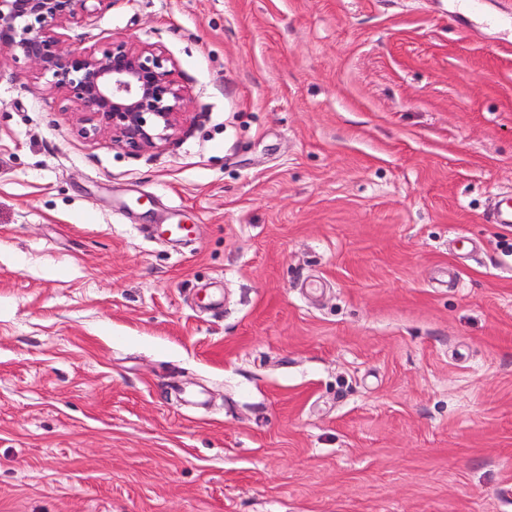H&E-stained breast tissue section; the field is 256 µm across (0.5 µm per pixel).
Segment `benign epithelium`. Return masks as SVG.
Segmentation results:
<instances>
[{"label":"benign epithelium","instance_id":"1","mask_svg":"<svg viewBox=\"0 0 512 512\" xmlns=\"http://www.w3.org/2000/svg\"><path fill=\"white\" fill-rule=\"evenodd\" d=\"M87 2L0 0V51L49 76L53 91L81 107V134L108 133L112 146L130 154L169 141L185 100L174 62L123 41L93 49L67 45L60 30L90 15Z\"/></svg>","mask_w":512,"mask_h":512}]
</instances>
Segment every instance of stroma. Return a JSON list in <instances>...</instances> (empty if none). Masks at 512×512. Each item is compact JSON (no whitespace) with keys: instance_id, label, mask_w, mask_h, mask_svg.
I'll use <instances>...</instances> for the list:
<instances>
[{"instance_id":"1","label":"stroma","mask_w":512,"mask_h":512,"mask_svg":"<svg viewBox=\"0 0 512 512\" xmlns=\"http://www.w3.org/2000/svg\"><path fill=\"white\" fill-rule=\"evenodd\" d=\"M66 39L170 57L184 131L83 137L0 57V512H512V0Z\"/></svg>"}]
</instances>
